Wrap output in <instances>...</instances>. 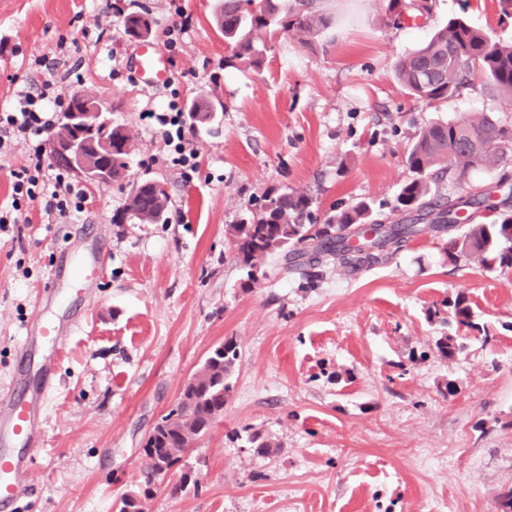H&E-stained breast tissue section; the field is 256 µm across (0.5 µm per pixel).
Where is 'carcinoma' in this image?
<instances>
[{
    "label": "carcinoma",
    "mask_w": 512,
    "mask_h": 512,
    "mask_svg": "<svg viewBox=\"0 0 512 512\" xmlns=\"http://www.w3.org/2000/svg\"><path fill=\"white\" fill-rule=\"evenodd\" d=\"M433 0H385L386 23L395 27L429 18ZM216 23L224 41L233 46L228 63L239 62L258 69L264 62L269 41L278 34H294L310 44L332 24V16L322 0H219ZM127 36L142 29L152 31V20L145 12L123 15ZM393 74L415 99L425 104L447 100L472 85L477 78L492 90L512 93V42L491 37L462 19H455L434 30L431 36L395 63ZM472 144L468 152L460 144ZM130 153L113 146L105 160L117 177L128 168ZM512 164V129L501 125L491 114L477 120H448L426 124L406 157L411 172L401 186L392 210L404 213L399 221L386 226L362 229L355 244L344 229L351 224H367L371 206L358 201L326 213L320 224L308 223L312 198L297 192H281L264 197L253 220L230 225L229 233L237 247L238 260L253 279L257 261L275 251L294 266L315 269L335 263L352 271L389 260L411 239L430 230L448 231L456 219L457 200L439 194L447 184L461 183L479 167ZM165 182L145 180L132 190L124 214L142 223L159 222L169 207ZM476 253L483 263L497 262L512 267V211H500L494 224H472L468 231L448 238V260L457 262ZM456 322L489 331L472 321L470 307L463 294L452 304ZM439 352L452 356L464 349L453 336L436 342ZM239 356L232 339L209 355L192 382L181 392L180 419L164 416L150 433L143 448L149 468L155 473L171 471L184 453L224 414V402L230 390L229 378Z\"/></svg>",
    "instance_id": "1"
}]
</instances>
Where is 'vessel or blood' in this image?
Listing matches in <instances>:
<instances>
[{"instance_id": "obj_1", "label": "vessel or blood", "mask_w": 512, "mask_h": 512, "mask_svg": "<svg viewBox=\"0 0 512 512\" xmlns=\"http://www.w3.org/2000/svg\"><path fill=\"white\" fill-rule=\"evenodd\" d=\"M133 66L140 82L147 88L164 82L171 69L168 54L154 44L136 48ZM100 262L97 255L69 254L53 270L44 290L46 303L71 307V296L61 287L63 280L97 267ZM65 335L62 325L36 316L30 324L28 336L42 344L44 350L36 359L28 347H21L13 387L0 395V512H14L16 503L30 488L32 457L41 440L43 410L53 387Z\"/></svg>"}]
</instances>
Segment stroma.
Segmentation results:
<instances>
[{
    "label": "stroma",
    "mask_w": 512,
    "mask_h": 512,
    "mask_svg": "<svg viewBox=\"0 0 512 512\" xmlns=\"http://www.w3.org/2000/svg\"><path fill=\"white\" fill-rule=\"evenodd\" d=\"M215 3L0 0V113L51 82L110 105L133 144L125 179L86 186L83 213L50 217L37 201L0 235V393L33 318L59 315L43 296L61 254L98 242L110 253L66 283L88 305L66 338L21 512H116L127 496L144 512H497L512 486V268L449 262L446 238L425 233L356 272L309 276L270 254L250 284L229 228L282 189L312 197L317 215L360 200L390 212L426 123L491 112L512 127V95L482 81L428 106L392 76L452 18L505 40L512 20L500 22L497 0H435L422 27L396 28L381 0H328L336 24L321 41L282 36L260 69H235ZM118 5L148 13L160 46L187 19L168 84L139 81ZM201 94L224 110L188 130L200 157L187 174L144 114ZM149 177L167 184L166 222L123 218ZM460 292L491 342L449 321ZM446 335L465 349L441 355ZM227 338L240 355L223 416L176 471L148 475L149 433ZM252 433L270 454L250 448Z\"/></svg>",
    "instance_id": "35a3bbf8"
}]
</instances>
